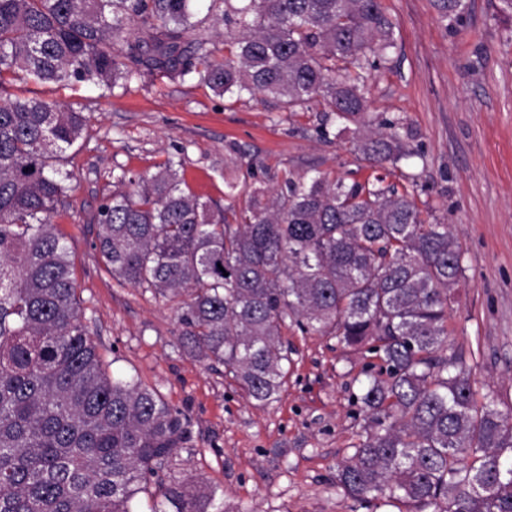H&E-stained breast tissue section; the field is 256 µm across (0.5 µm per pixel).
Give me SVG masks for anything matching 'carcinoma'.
<instances>
[{
	"label": "carcinoma",
	"instance_id": "1",
	"mask_svg": "<svg viewBox=\"0 0 512 512\" xmlns=\"http://www.w3.org/2000/svg\"><path fill=\"white\" fill-rule=\"evenodd\" d=\"M197 0H0V86L85 83L112 94L141 68L190 74L217 95L317 103L357 135L372 167L395 165L400 120L368 113L366 74L395 47L382 0L224 3L235 52L212 60L187 41ZM454 25L464 0H433ZM137 30H131L132 24ZM73 108L0 96V512H224L217 491L161 473L189 438L160 392L108 376L76 301L69 249L52 216L70 191L66 153L88 125ZM173 160L121 176L101 204L98 249L112 277L163 298L181 345L222 365L260 406L288 373L283 336H334L375 355L362 388V440L336 482L402 512H512V411L476 398L462 357L447 355L448 300L463 276L450 225L427 220L416 180L398 190L317 175L264 201L213 210L187 193Z\"/></svg>",
	"mask_w": 512,
	"mask_h": 512
}]
</instances>
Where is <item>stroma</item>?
Returning a JSON list of instances; mask_svg holds the SVG:
<instances>
[{
    "label": "stroma",
    "mask_w": 512,
    "mask_h": 512,
    "mask_svg": "<svg viewBox=\"0 0 512 512\" xmlns=\"http://www.w3.org/2000/svg\"><path fill=\"white\" fill-rule=\"evenodd\" d=\"M455 27L433 0H383L396 25L385 67L367 83L370 112L402 119L414 158L376 170L354 150L357 123L325 122L319 107L286 111L268 96L216 95L192 77L144 72L112 96L83 83L6 77L14 98L38 97L88 113L89 129L66 164L73 174L53 215L70 249L79 312L109 374L157 389L185 418L190 439L171 473L224 492L226 512H398L361 503L336 485L360 440L357 398L375 359L331 336L288 332V378L258 407L224 366L177 347L178 323L162 299L120 284L95 247V219L121 175L182 164L186 189L226 205V181L284 192L288 179L321 174L406 186L450 224L464 277L448 306V350L473 368L480 394L512 408V7L465 0Z\"/></svg>",
    "instance_id": "stroma-1"
}]
</instances>
